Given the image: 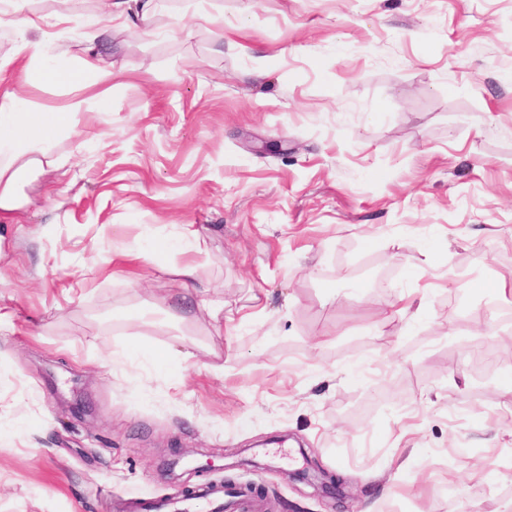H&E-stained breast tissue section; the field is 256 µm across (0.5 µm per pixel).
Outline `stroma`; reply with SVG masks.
<instances>
[{
    "instance_id": "stroma-1",
    "label": "stroma",
    "mask_w": 512,
    "mask_h": 512,
    "mask_svg": "<svg viewBox=\"0 0 512 512\" xmlns=\"http://www.w3.org/2000/svg\"><path fill=\"white\" fill-rule=\"evenodd\" d=\"M77 18L105 21L111 83ZM0 88L79 107L63 167L17 183L43 207L0 227V512L212 484L264 512H512V364L470 355L512 339V0H157L148 32L23 0ZM187 262L223 315L180 305ZM311 459L341 498L294 480ZM29 30L30 27L25 23L18 25L16 33L17 53L32 62H37L45 56L46 43L42 37L32 35Z\"/></svg>"
}]
</instances>
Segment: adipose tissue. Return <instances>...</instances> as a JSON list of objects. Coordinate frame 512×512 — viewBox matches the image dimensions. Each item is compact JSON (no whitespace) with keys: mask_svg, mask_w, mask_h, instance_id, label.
Returning a JSON list of instances; mask_svg holds the SVG:
<instances>
[{"mask_svg":"<svg viewBox=\"0 0 512 512\" xmlns=\"http://www.w3.org/2000/svg\"><path fill=\"white\" fill-rule=\"evenodd\" d=\"M70 124V113L35 110L15 91H0V224L18 207V173L50 157L57 135Z\"/></svg>","mask_w":512,"mask_h":512,"instance_id":"adipose-tissue-1","label":"adipose tissue"}]
</instances>
